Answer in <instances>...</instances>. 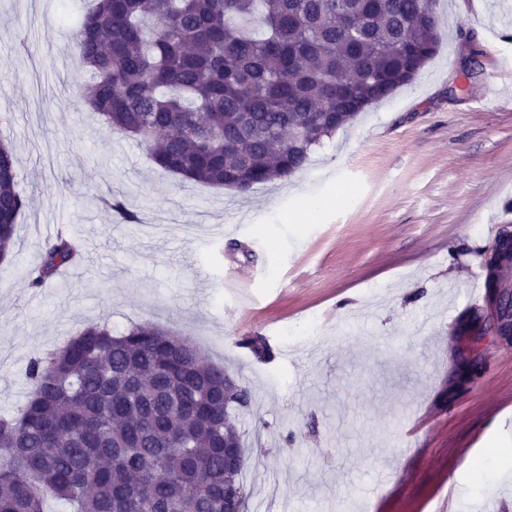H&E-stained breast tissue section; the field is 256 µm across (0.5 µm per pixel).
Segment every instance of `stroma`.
Masks as SVG:
<instances>
[{
	"instance_id": "stroma-1",
	"label": "stroma",
	"mask_w": 512,
	"mask_h": 512,
	"mask_svg": "<svg viewBox=\"0 0 512 512\" xmlns=\"http://www.w3.org/2000/svg\"><path fill=\"white\" fill-rule=\"evenodd\" d=\"M434 7L439 51L410 84L240 193L102 131L88 73L57 67L83 0H0V136L28 198L0 263V414L23 407L32 358L92 324L152 323L251 389L248 512H512V349L448 397L450 336L512 222V0ZM63 228L80 259L32 290ZM255 335L272 359L241 346Z\"/></svg>"
}]
</instances>
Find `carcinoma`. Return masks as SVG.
Returning <instances> with one entry per match:
<instances>
[{
    "mask_svg": "<svg viewBox=\"0 0 512 512\" xmlns=\"http://www.w3.org/2000/svg\"><path fill=\"white\" fill-rule=\"evenodd\" d=\"M341 9H336V3ZM424 0H91L71 34L102 130L145 144L182 180L241 193L302 169L325 138L409 83L435 55ZM128 223L137 214L110 196ZM27 204L12 142L0 137V257ZM75 241L44 242L28 285L72 263ZM240 345L270 357L261 336ZM21 412L0 418V512H224L246 508L224 436L248 387L176 334L92 324L30 361Z\"/></svg>",
    "mask_w": 512,
    "mask_h": 512,
    "instance_id": "cac0c4a2",
    "label": "carcinoma"
}]
</instances>
